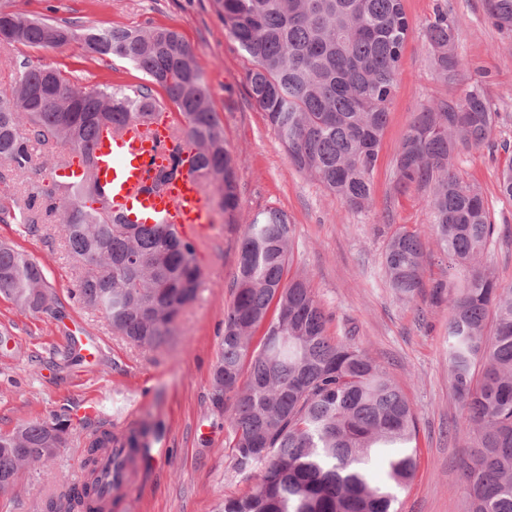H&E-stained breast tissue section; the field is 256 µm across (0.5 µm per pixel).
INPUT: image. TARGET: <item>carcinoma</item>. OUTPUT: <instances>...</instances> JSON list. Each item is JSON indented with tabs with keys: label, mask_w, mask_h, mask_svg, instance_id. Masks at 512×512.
I'll return each instance as SVG.
<instances>
[{
	"label": "carcinoma",
	"mask_w": 512,
	"mask_h": 512,
	"mask_svg": "<svg viewBox=\"0 0 512 512\" xmlns=\"http://www.w3.org/2000/svg\"><path fill=\"white\" fill-rule=\"evenodd\" d=\"M224 28L249 56L250 96L265 112L289 164L319 181L350 210L372 201V174L392 104L410 26L402 0H217ZM488 18L512 36V0H485ZM15 44L52 48L82 38L91 52L134 64L176 107L173 166L181 141L191 167L238 223L235 159L195 63L191 46L167 28L112 26L79 34L67 26L18 17ZM433 65L447 84L466 66L459 30L439 10L426 28ZM157 99L120 85L88 89L59 70L20 71L0 102V161L22 175L32 144L62 141L84 151L102 123L150 118ZM498 123L482 89L418 107L395 158L396 183L429 189L430 231L448 259V278L432 297L448 300V381L474 438L464 471L467 512H512V287L481 264L496 225L482 194L460 183L454 161L491 143ZM96 188L55 179L28 187L18 208L32 228L39 206L61 223L79 270L77 296L130 344L155 349L174 335L201 285L196 245L161 225L127 224L88 205ZM293 226L277 208L254 214L240 242L235 292L224 311L221 352L212 369L213 400L232 429V466L258 472L252 489L227 496L216 512H398L396 491L416 474L414 411L367 351L333 341L308 278L287 277ZM426 255L406 229L388 240L385 284L410 301L426 287ZM0 295L22 312L54 313L44 268L0 244ZM69 420L54 416L0 433V492L20 474L55 459ZM151 429L101 422L85 437L89 479L43 512H104L105 480L121 484L133 455L150 446Z\"/></svg>",
	"instance_id": "carcinoma-1"
}]
</instances>
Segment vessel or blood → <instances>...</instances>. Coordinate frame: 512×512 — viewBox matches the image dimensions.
<instances>
[{
    "label": "vessel or blood",
    "mask_w": 512,
    "mask_h": 512,
    "mask_svg": "<svg viewBox=\"0 0 512 512\" xmlns=\"http://www.w3.org/2000/svg\"><path fill=\"white\" fill-rule=\"evenodd\" d=\"M171 119L156 116L149 128L129 122L120 128H96L87 152L67 156L61 175L80 179L91 172L102 189L107 207L129 224H168L184 239L201 237L213 222L203 184L189 165L163 188L151 186L156 172L169 168Z\"/></svg>",
    "instance_id": "1"
}]
</instances>
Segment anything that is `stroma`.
Listing matches in <instances>:
<instances>
[{
	"mask_svg": "<svg viewBox=\"0 0 512 512\" xmlns=\"http://www.w3.org/2000/svg\"><path fill=\"white\" fill-rule=\"evenodd\" d=\"M410 22L379 159L373 173V202L356 213L315 179L297 172L264 112L250 97L248 55L228 34L215 0H0V10L46 19L78 30L112 25L166 27L181 33L212 92L224 140L236 159L239 221L228 224L221 209L197 244L202 288L180 317L165 345L144 350L113 333L101 314L78 300L76 273L62 246L55 217L39 216L35 231L0 219V241L14 244L42 265L56 296L57 316L19 313L0 296V332L16 337L20 351L0 356V432L72 414L80 401L92 402L113 422L125 416L158 427L147 453L134 459L137 487L112 501V512H215L225 496L253 481L232 468L231 431L224 410L213 401L211 372L233 299L237 255L245 223L277 207L294 229L290 274L306 275L327 317V334L352 337L400 386L418 426L419 467L398 494L400 512H466L463 469L472 442L448 387V306L435 304L430 282L448 272L428 232L427 188L397 189L394 161L419 105L459 98L474 83L500 120L493 146L461 152L455 162L460 181L478 189L492 211L497 234L485 262L496 281L512 286V200L502 197L498 178L512 157V39L488 20L484 0H404ZM460 31L458 54L467 62L455 83L445 84L432 65L425 35L438 7ZM53 67L75 84L93 88L159 86L118 58L98 56L80 41L55 48L0 43V98L10 96L21 63ZM67 147H40L23 175L0 162V210L21 200L27 186L48 181ZM400 228L419 232L431 259L426 289L412 302L397 300L385 287L381 262L389 237ZM68 336H93L100 353L92 363L71 366L61 358ZM40 364H32L31 356ZM85 429L70 428L58 456L26 470L13 491L0 495V512H40L59 494L83 461Z\"/></svg>",
	"mask_w": 512,
	"mask_h": 512,
	"instance_id": "obj_1",
	"label": "stroma"
}]
</instances>
